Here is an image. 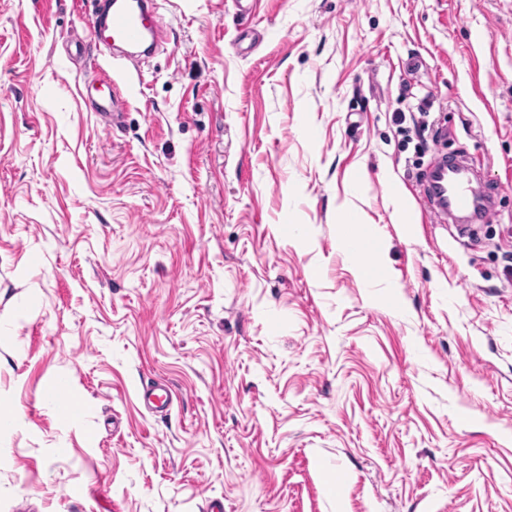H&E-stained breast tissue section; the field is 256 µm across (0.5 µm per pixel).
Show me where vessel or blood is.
<instances>
[{
  "label": "vessel or blood",
  "instance_id": "vessel-or-blood-1",
  "mask_svg": "<svg viewBox=\"0 0 512 512\" xmlns=\"http://www.w3.org/2000/svg\"><path fill=\"white\" fill-rule=\"evenodd\" d=\"M162 27L150 0H111L103 22L93 32L96 46H136L146 36H159ZM475 167L468 157L440 158L425 172L422 192L435 223L485 224L492 204L471 187Z\"/></svg>",
  "mask_w": 512,
  "mask_h": 512
}]
</instances>
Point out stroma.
<instances>
[{
    "label": "stroma",
    "mask_w": 512,
    "mask_h": 512,
    "mask_svg": "<svg viewBox=\"0 0 512 512\" xmlns=\"http://www.w3.org/2000/svg\"><path fill=\"white\" fill-rule=\"evenodd\" d=\"M157 13L114 125L81 0H0V512H512V0ZM446 153L472 239L421 214ZM475 167L467 156L441 157L425 171L424 200L432 206L436 224H485L490 222L492 203L471 187Z\"/></svg>",
    "instance_id": "stroma-1"
}]
</instances>
